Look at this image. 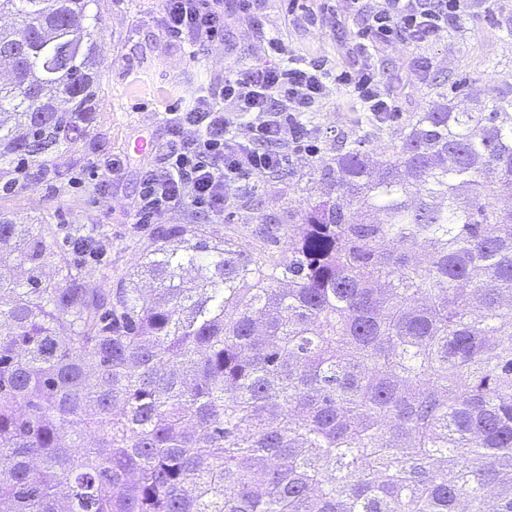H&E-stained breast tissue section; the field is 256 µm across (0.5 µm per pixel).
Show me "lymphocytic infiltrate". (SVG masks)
<instances>
[{
	"label": "lymphocytic infiltrate",
	"instance_id": "lymphocytic-infiltrate-1",
	"mask_svg": "<svg viewBox=\"0 0 512 512\" xmlns=\"http://www.w3.org/2000/svg\"><path fill=\"white\" fill-rule=\"evenodd\" d=\"M464 3L382 0L365 19L369 49L380 51L403 36L419 43L436 39L459 21ZM160 19L166 35L178 42L209 43L224 35L221 0H162ZM331 81L353 85L363 110L376 118H396V102L382 88L374 66L354 73L332 71L319 60L254 67L225 79L222 90L198 96L191 107L166 113L170 134L181 147L148 175L134 223L150 224L158 215L184 207L223 216L240 182L287 164L283 144L298 147L313 141L302 118L323 99ZM189 127L194 137L182 139ZM259 141L266 150L256 149Z\"/></svg>",
	"mask_w": 512,
	"mask_h": 512
}]
</instances>
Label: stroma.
<instances>
[{
  "label": "stroma",
  "instance_id": "obj_1",
  "mask_svg": "<svg viewBox=\"0 0 512 512\" xmlns=\"http://www.w3.org/2000/svg\"><path fill=\"white\" fill-rule=\"evenodd\" d=\"M287 5V0H251L249 10L242 11L236 0H224L223 42L194 46L164 37L157 0H100L107 61L88 139L51 157L49 166L61 172V179L2 198L0 207L24 224L46 212L55 214L60 243L69 225L91 227L106 248L91 263L90 285L103 292L114 288L133 269L155 228L195 220V210L177 209L152 224L133 221L145 174L171 148L166 109L186 106L200 91L221 88L233 73L279 64L285 49L297 60L319 57L340 71L363 67L356 44L363 12L375 7L376 0H362L359 14L352 13L348 0H330L328 11L315 22L289 13ZM374 65L382 87L399 106L398 118L387 126L388 134L396 136L411 116L429 107L433 89L444 88L459 101L468 91L488 93L512 82V0H470L460 24L440 38L393 44L376 54ZM362 114L351 86H329L324 99L305 115L306 123L321 134L320 153L292 154L293 180L265 182L258 191L268 211L305 207L306 175L335 155L338 136H368L369 126L357 122ZM142 135L150 137L153 149L138 155L130 145ZM251 189V184H242L228 218L213 222L216 229H234V239L244 250L256 244L248 229L255 221L246 206Z\"/></svg>",
  "mask_w": 512,
  "mask_h": 512
}]
</instances>
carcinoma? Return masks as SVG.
Instances as JSON below:
<instances>
[{"mask_svg": "<svg viewBox=\"0 0 512 512\" xmlns=\"http://www.w3.org/2000/svg\"><path fill=\"white\" fill-rule=\"evenodd\" d=\"M94 3L0 0L6 195L89 132ZM383 132L259 212L279 260L172 224L101 293L0 211V512H512V84Z\"/></svg>", "mask_w": 512, "mask_h": 512, "instance_id": "obj_1", "label": "carcinoma"}]
</instances>
